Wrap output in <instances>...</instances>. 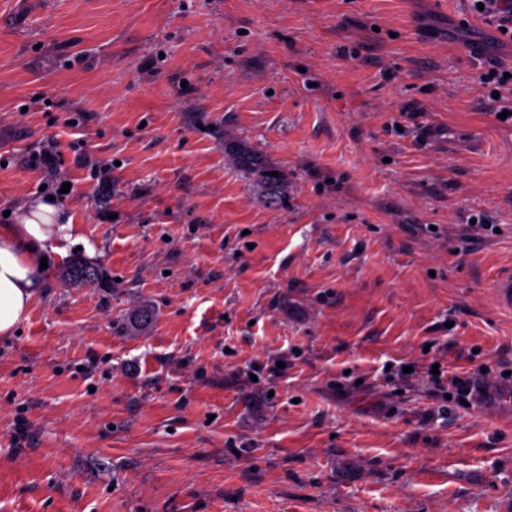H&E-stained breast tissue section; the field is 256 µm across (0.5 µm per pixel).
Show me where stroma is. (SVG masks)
<instances>
[{"label":"stroma","mask_w":512,"mask_h":512,"mask_svg":"<svg viewBox=\"0 0 512 512\" xmlns=\"http://www.w3.org/2000/svg\"><path fill=\"white\" fill-rule=\"evenodd\" d=\"M489 33L466 0H0V225L55 196L105 274L51 261L0 338V512H512V420L450 384L512 373ZM240 162L252 175H255L257 180L261 183L274 187L280 180V174L278 173V176H271V173L276 170L263 166L259 157L255 154L244 153ZM63 278L69 285L97 286L103 282V273L100 267L77 258L68 264Z\"/></svg>","instance_id":"obj_1"}]
</instances>
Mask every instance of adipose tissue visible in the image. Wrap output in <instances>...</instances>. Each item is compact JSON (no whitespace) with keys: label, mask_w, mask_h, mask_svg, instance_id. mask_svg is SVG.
<instances>
[{"label":"adipose tissue","mask_w":512,"mask_h":512,"mask_svg":"<svg viewBox=\"0 0 512 512\" xmlns=\"http://www.w3.org/2000/svg\"><path fill=\"white\" fill-rule=\"evenodd\" d=\"M73 218L48 196L19 204L11 224L0 227V337L12 336L42 286V258L65 255Z\"/></svg>","instance_id":"obj_1"}]
</instances>
